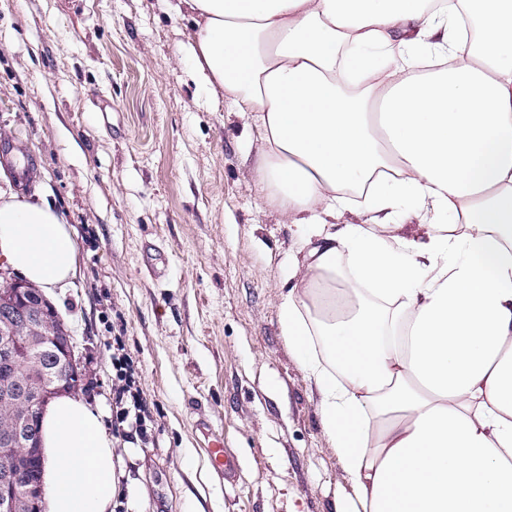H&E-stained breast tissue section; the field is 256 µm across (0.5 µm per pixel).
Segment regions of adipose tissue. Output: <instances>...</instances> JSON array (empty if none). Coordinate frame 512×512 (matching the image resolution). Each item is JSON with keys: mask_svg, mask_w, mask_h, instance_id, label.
Wrapping results in <instances>:
<instances>
[{"mask_svg": "<svg viewBox=\"0 0 512 512\" xmlns=\"http://www.w3.org/2000/svg\"><path fill=\"white\" fill-rule=\"evenodd\" d=\"M185 2L196 71L251 113L306 251L280 325L350 487L337 512H512V0ZM361 185L363 223L336 225ZM406 201L421 238L398 233ZM0 259L44 288L77 272L64 218L16 197ZM41 435L49 512H110L91 407L56 397Z\"/></svg>", "mask_w": 512, "mask_h": 512, "instance_id": "obj_1", "label": "adipose tissue"}]
</instances>
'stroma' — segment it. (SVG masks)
Listing matches in <instances>:
<instances>
[{
  "instance_id": "obj_1",
  "label": "stroma",
  "mask_w": 512,
  "mask_h": 512,
  "mask_svg": "<svg viewBox=\"0 0 512 512\" xmlns=\"http://www.w3.org/2000/svg\"><path fill=\"white\" fill-rule=\"evenodd\" d=\"M194 37L178 0H0V138L33 166L25 184L0 165V193L72 232L77 274L46 296L74 338L75 396L111 426L119 336L150 403L146 447L112 442L124 512H336L342 465L280 329L300 243ZM202 415L234 485L210 469Z\"/></svg>"
}]
</instances>
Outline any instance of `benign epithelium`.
<instances>
[{"instance_id":"1","label":"benign epithelium","mask_w":512,"mask_h":512,"mask_svg":"<svg viewBox=\"0 0 512 512\" xmlns=\"http://www.w3.org/2000/svg\"><path fill=\"white\" fill-rule=\"evenodd\" d=\"M0 280L9 286L6 293L0 294V358L20 370L33 352V344L41 341L42 353L51 361L50 379L43 390L19 379L0 386V401L24 404L14 418L12 433L0 441V457L6 459L40 447L44 409L56 396L76 388V374L69 332L45 329L46 309L52 305L44 298L38 305L26 301L23 293L27 292L30 284L6 271H0ZM31 484L32 480L15 469L0 471V512H16L20 507L19 488L24 489L31 512H48L43 495L35 493Z\"/></svg>"}]
</instances>
